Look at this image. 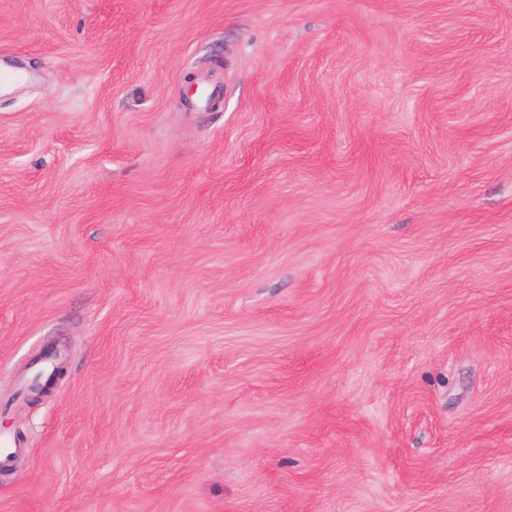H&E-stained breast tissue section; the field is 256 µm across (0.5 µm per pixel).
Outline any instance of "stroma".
Listing matches in <instances>:
<instances>
[{
    "label": "stroma",
    "instance_id": "35a3bbf8",
    "mask_svg": "<svg viewBox=\"0 0 512 512\" xmlns=\"http://www.w3.org/2000/svg\"><path fill=\"white\" fill-rule=\"evenodd\" d=\"M0 70V512H512V0H0Z\"/></svg>",
    "mask_w": 512,
    "mask_h": 512
}]
</instances>
